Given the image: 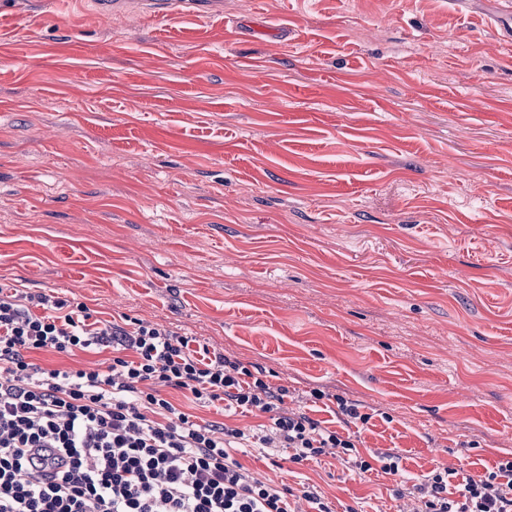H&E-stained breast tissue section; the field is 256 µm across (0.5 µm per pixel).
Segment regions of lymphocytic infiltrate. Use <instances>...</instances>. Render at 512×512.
<instances>
[{
	"label": "lymphocytic infiltrate",
	"mask_w": 512,
	"mask_h": 512,
	"mask_svg": "<svg viewBox=\"0 0 512 512\" xmlns=\"http://www.w3.org/2000/svg\"><path fill=\"white\" fill-rule=\"evenodd\" d=\"M97 347L114 351L106 369L29 359ZM167 387L269 423H198L162 396ZM289 395L263 369L191 349L167 327L102 326L84 304L0 288V512H293L289 487L236 459L245 448L286 450L295 463L332 452L359 472L401 475L397 453L361 456L351 437L289 407ZM417 491L415 512H512V458L476 478L433 469Z\"/></svg>",
	"instance_id": "f902f5d3"
}]
</instances>
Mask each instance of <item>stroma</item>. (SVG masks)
I'll list each match as a JSON object with an SVG mask.
<instances>
[{"label":"stroma","instance_id":"obj_1","mask_svg":"<svg viewBox=\"0 0 512 512\" xmlns=\"http://www.w3.org/2000/svg\"><path fill=\"white\" fill-rule=\"evenodd\" d=\"M0 285L169 327L301 406L324 390L310 416L409 475L484 474L512 453L503 0H220L161 20L0 0ZM166 396L202 423L261 422ZM239 459L295 512L308 486L336 512L415 506L331 454Z\"/></svg>","mask_w":512,"mask_h":512}]
</instances>
